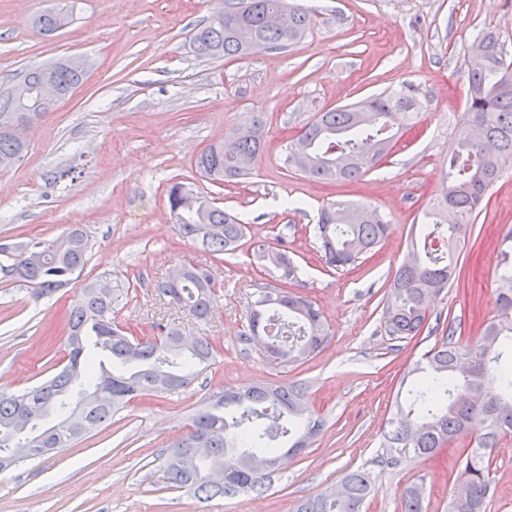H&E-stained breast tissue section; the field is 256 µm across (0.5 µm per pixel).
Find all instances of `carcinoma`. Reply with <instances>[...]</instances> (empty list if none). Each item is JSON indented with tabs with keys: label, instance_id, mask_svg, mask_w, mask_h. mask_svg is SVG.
Wrapping results in <instances>:
<instances>
[{
	"label": "carcinoma",
	"instance_id": "carcinoma-1",
	"mask_svg": "<svg viewBox=\"0 0 512 512\" xmlns=\"http://www.w3.org/2000/svg\"><path fill=\"white\" fill-rule=\"evenodd\" d=\"M317 17L286 0H231L208 17L193 34L197 54L210 59L254 53V45L277 49L299 41ZM60 7L32 19V28L51 36L68 24ZM505 41L493 33L477 36L468 55L479 64L469 68L466 118L448 151L443 192L426 213L428 222L412 242L387 293L384 331L393 340L422 333L431 315L430 300L453 284L454 255L468 225L473 223L487 191L512 160V61ZM85 71L70 59L58 58L0 84V157L21 160L26 140L8 130L35 106L30 91L51 82L66 97L83 80ZM412 96L402 91L377 94L320 112L305 124L289 147L288 166L318 181L354 182L388 155L399 131L417 118ZM265 131L257 115L237 134L230 148L210 145L196 160L200 174L212 181L245 179L265 149ZM169 207L178 209L182 237L216 256L231 253L246 237L247 226L224 209L201 206L199 196L176 182L167 190ZM389 225L377 211L336 202L321 207L316 237L325 263L337 270L355 265L387 236ZM512 231L502 245L497 280L512 284ZM89 243L77 226L52 240L0 242V278L31 287L35 299L49 298L69 285L88 261ZM261 267L279 282L298 278V266L285 250L263 244L255 250ZM169 302L187 310L198 322L207 320L216 300L208 270L182 267L177 283L158 285ZM124 290L87 282L82 298L68 317V363L52 377L23 392L0 391V472L17 465L11 448L19 441L35 449L38 458L59 452L112 421V415L144 392L186 390L214 358L209 337L189 344L183 332L166 324L153 325L154 336L129 337L112 319V309ZM498 314L480 325V333L463 342L448 323L442 336L407 372L405 402L395 401L386 419L380 454L374 463L397 469L437 456L450 442L467 436L470 447L456 461L457 488L448 512H487L494 489L491 454L499 441L512 435V287L499 292ZM247 330L239 336L245 351L258 353L277 367L304 362L327 341L326 318L302 295L266 284L246 307ZM112 365L88 363L89 340ZM308 386L303 383L226 389L191 414L185 433L170 446L165 462L168 483L193 491L208 501L240 491L263 493L271 483L283 442L299 454L324 426L308 413ZM83 405L77 421L65 419L72 397ZM35 417L19 424L24 409ZM266 461L255 467L252 461ZM224 470V481L209 478ZM340 483L344 494L328 492L302 499L297 512H362L374 492L370 472L350 470ZM423 488L413 484L401 493V512H424Z\"/></svg>",
	"mask_w": 512,
	"mask_h": 512
}]
</instances>
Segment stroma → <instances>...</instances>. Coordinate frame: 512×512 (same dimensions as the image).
<instances>
[{
  "instance_id": "1",
  "label": "stroma",
  "mask_w": 512,
  "mask_h": 512,
  "mask_svg": "<svg viewBox=\"0 0 512 512\" xmlns=\"http://www.w3.org/2000/svg\"><path fill=\"white\" fill-rule=\"evenodd\" d=\"M58 2L0 0V80L59 57L88 62L83 82L28 131L27 155L0 172V238L51 240L77 225L92 249L51 298L33 301L30 287L0 280V391L38 385L66 364V315L83 284L104 276L129 287L115 311L121 325L139 335L172 322L209 336L217 353L185 393L136 397L97 433L0 473V512H296L345 471L371 466L403 376L435 342L390 340L384 300L463 119L468 46L494 29L512 51V0H300L317 23L299 43L231 59L200 57L192 42L224 0H75L72 22L40 36L32 18ZM387 90L413 96L420 114L361 180L315 181L285 167L288 145L316 113ZM253 113L266 125L253 175L221 185L202 177L197 157ZM174 182L237 214L249 228L243 245L212 256L183 239L166 195ZM334 201L377 210L391 226L344 270L324 264L314 237L319 209ZM511 228L509 161L457 249L453 285L432 306L462 339L498 313L495 269ZM258 243L287 248L302 270L288 291L326 317L327 343L304 363L275 367L238 342L249 297L270 281L253 256ZM187 264L207 268L218 291L202 325L157 289ZM288 383L308 385L325 426L304 452L282 456L267 492L203 502L168 486L167 446L199 405L231 387ZM464 446L399 470L371 466L366 512H401V492L414 482L424 485V512H448ZM492 459L488 512H512V436Z\"/></svg>"
}]
</instances>
